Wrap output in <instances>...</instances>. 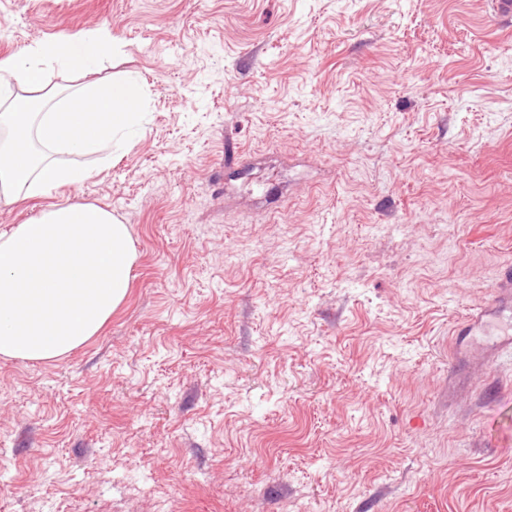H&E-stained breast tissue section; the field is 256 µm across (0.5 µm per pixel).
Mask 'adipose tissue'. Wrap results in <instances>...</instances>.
<instances>
[{
	"mask_svg": "<svg viewBox=\"0 0 512 512\" xmlns=\"http://www.w3.org/2000/svg\"><path fill=\"white\" fill-rule=\"evenodd\" d=\"M116 43L106 29L40 40L0 59V203L81 186L86 168L62 155L111 153L142 119L143 90L127 75L50 88L49 71L89 76ZM138 260L127 225L73 202L0 235V356L56 360L97 336L125 300Z\"/></svg>",
	"mask_w": 512,
	"mask_h": 512,
	"instance_id": "1",
	"label": "adipose tissue"
}]
</instances>
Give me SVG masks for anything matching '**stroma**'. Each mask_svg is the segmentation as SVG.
<instances>
[{
  "mask_svg": "<svg viewBox=\"0 0 512 512\" xmlns=\"http://www.w3.org/2000/svg\"><path fill=\"white\" fill-rule=\"evenodd\" d=\"M107 28L144 118L53 204L131 288L0 356V512H512V360L463 319L512 262V23L487 0H0V58Z\"/></svg>",
  "mask_w": 512,
  "mask_h": 512,
  "instance_id": "35a3bbf8",
  "label": "stroma"
}]
</instances>
